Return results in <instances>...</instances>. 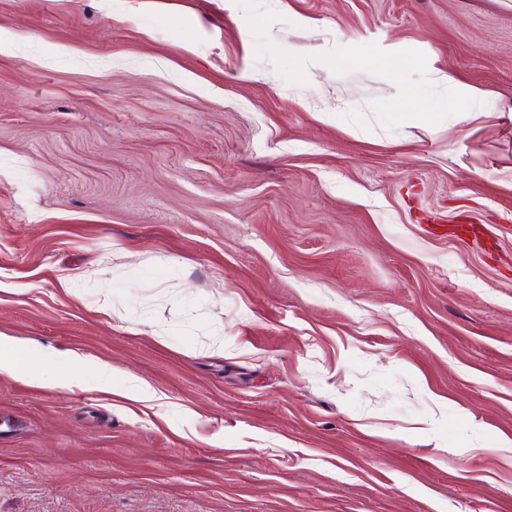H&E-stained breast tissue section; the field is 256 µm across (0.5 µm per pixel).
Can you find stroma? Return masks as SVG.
Listing matches in <instances>:
<instances>
[{
	"label": "stroma",
	"instance_id": "35a3bbf8",
	"mask_svg": "<svg viewBox=\"0 0 512 512\" xmlns=\"http://www.w3.org/2000/svg\"><path fill=\"white\" fill-rule=\"evenodd\" d=\"M0 334V512H512V0H0ZM430 74L433 83L444 86L452 98L468 104L466 109L459 112H490L483 111L486 106L485 98L477 89L458 84L452 76L439 69H432ZM33 348L12 336H0V372L13 375L30 373L27 358ZM42 367L52 366L57 373L66 370H78L83 373L82 379L86 375L93 376L103 389L112 387V376L115 369L112 365L105 363H90L86 359L75 353H62L56 351H40Z\"/></svg>",
	"mask_w": 512,
	"mask_h": 512
}]
</instances>
